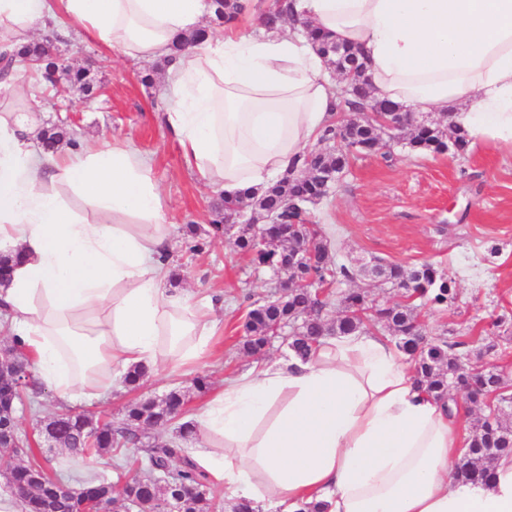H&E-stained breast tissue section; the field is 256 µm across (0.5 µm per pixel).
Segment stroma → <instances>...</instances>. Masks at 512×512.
<instances>
[{
  "mask_svg": "<svg viewBox=\"0 0 512 512\" xmlns=\"http://www.w3.org/2000/svg\"><path fill=\"white\" fill-rule=\"evenodd\" d=\"M39 37L53 41L66 65L87 71L92 93L67 87L34 100L21 95L0 102V111H12L18 102L40 127L69 119L76 143L126 142L148 158L172 226L170 264L178 287L222 296L224 306L216 315L211 346L196 364L165 366L133 392L124 387L117 367L111 390L92 398L65 400L42 386L19 407V427L34 435L38 421L66 406L118 425L129 403L174 386L189 388L194 376L204 373L207 392H192L187 404L188 413H195L225 380L252 366L253 356L240 348L246 307L249 297L270 291L271 276L238 251L232 233L209 240L203 253L187 251L186 225L209 231L210 206L219 191L188 168L163 123L170 88L160 77V65L122 58L53 28ZM147 74L152 83H142ZM307 217L328 231L337 263L353 267L375 257L408 269L430 262L448 271L454 303L418 309L428 336L464 337L470 353H486L512 377V340L504 335L512 330V144L479 143L462 154L417 153L393 144L354 155L329 194L309 206ZM498 319L503 328L495 327Z\"/></svg>",
  "mask_w": 512,
  "mask_h": 512,
  "instance_id": "1",
  "label": "stroma"
}]
</instances>
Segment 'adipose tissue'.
Returning a JSON list of instances; mask_svg holds the SVG:
<instances>
[{
	"mask_svg": "<svg viewBox=\"0 0 512 512\" xmlns=\"http://www.w3.org/2000/svg\"><path fill=\"white\" fill-rule=\"evenodd\" d=\"M290 34L203 28V0H0V52L32 43L56 15L104 49L167 64L165 123L205 185L235 194L299 169L340 109L338 83L308 44L310 21L355 46L373 95L437 111L471 143L512 144V0H293ZM21 113H0V317L41 379L67 396L112 386V368L186 366L217 321L168 286L171 226L150 165L127 145L34 152ZM79 197L90 223L68 206ZM468 409L414 378L387 336H325L308 357L262 360L195 415L200 465L224 502L266 512H512V454L489 482L454 472Z\"/></svg>",
	"mask_w": 512,
	"mask_h": 512,
	"instance_id": "adipose-tissue-1",
	"label": "adipose tissue"
}]
</instances>
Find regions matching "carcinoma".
<instances>
[{"label": "carcinoma", "instance_id": "cac0c4a2", "mask_svg": "<svg viewBox=\"0 0 512 512\" xmlns=\"http://www.w3.org/2000/svg\"><path fill=\"white\" fill-rule=\"evenodd\" d=\"M212 4L215 20L223 25L236 20L243 9L240 0H212ZM291 9L289 0H279L263 15L262 26L268 32L279 30ZM317 52L328 63L338 67L357 64V77L348 91L344 114L356 116L368 108L386 107L384 103L367 106L368 81L363 63L354 49L348 47L338 56L336 43L324 41L318 45ZM17 57L34 60L32 68L48 87L61 80L71 86L86 85L84 73L65 65L58 48L49 42L33 45L15 56L1 53L0 60L4 65L0 73L3 76L13 73ZM451 131L460 147L466 148L468 139L465 133L451 127L445 131L435 123L410 124L403 131L402 140L414 151L443 154L448 152V133ZM350 133L359 151L371 153L385 143L381 126L373 118L352 122ZM68 135L65 128L54 126L42 130L41 142L45 149H52ZM350 155L349 150H338L334 156L323 159L313 151L304 158L297 174L273 183L248 202L238 196L220 194L211 208L208 235L219 237L227 234L234 227L233 219L241 212L248 213L250 219L241 225L242 233L237 236L235 244L255 264L276 271L285 278L309 282L322 290L342 280H353L366 273L375 274V268L365 265L355 269L334 264L330 260V239L318 224H304L296 238L268 246L260 244L255 229V226L266 223L269 217L282 224L303 221L302 213L293 201L305 199L314 204L325 197L316 171L325 161L343 170L349 164ZM308 244L315 253V262L301 266L291 263L293 252ZM383 277L392 287L404 290L406 302L388 306L369 299L364 289L357 288L341 295L342 310L333 318L329 311L330 303L307 292L305 287H296L284 295L276 292L254 300L243 324L244 349L249 353L262 351L275 327L289 321L295 322L297 329L288 347L299 355L308 354L313 345L327 334H350L380 328L393 334L399 350L415 361L417 381L428 392L444 399L448 396V385L455 382L467 401L476 406L485 404L497 379L491 375V370H482L466 360L467 353L463 351L466 341L441 339L421 347L415 343V339L423 336V327L411 300L421 299L432 306L448 305L454 300L452 278L432 263H423L412 270L390 264L384 268ZM25 387L35 391L38 383L28 380L21 388L17 386V379L0 374V446H8L7 436L18 434L16 406L18 393ZM187 401L188 392L176 389L158 400L143 398L129 406L124 421L116 428L110 422H95L85 413L70 408L48 418L45 424L54 430L58 446L98 458L130 444L135 445L143 438L153 439V444L146 450L147 470L132 477L122 487L124 500L138 504L139 512H162L165 503L172 499L179 501L178 512H214L215 505L210 498L212 481L208 472L194 459L184 455L181 448V443L195 433L192 421L175 423L182 418ZM172 428L177 437L175 441L165 438L166 432ZM12 453L26 457V460L18 463L11 457L6 460L0 458V468L8 473L10 487L19 491L18 501L23 512H80L85 501L84 493L92 489L96 491L97 512H112L114 487L104 477L88 475L79 481L78 486H68L64 493L61 490L64 483L49 474L48 463L38 460V449L31 447L20 452L14 448ZM505 453H512V425L498 416L492 419L485 417L478 422L469 439L458 474L466 481H487L491 477L489 463ZM34 472L41 478L33 479Z\"/></svg>", "mask_w": 512, "mask_h": 512}]
</instances>
